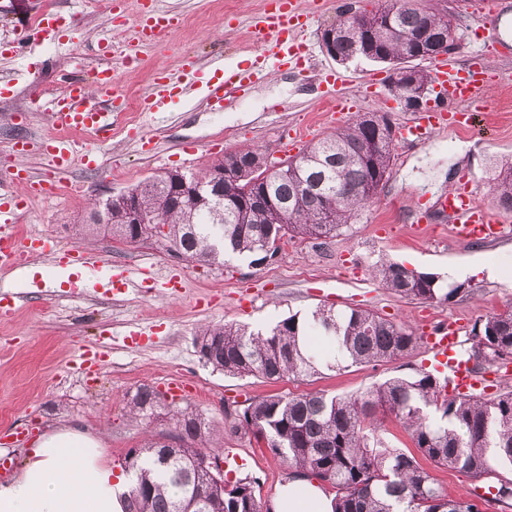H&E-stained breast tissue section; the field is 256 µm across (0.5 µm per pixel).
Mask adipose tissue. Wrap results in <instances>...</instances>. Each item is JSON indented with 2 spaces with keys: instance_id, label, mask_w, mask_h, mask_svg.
I'll return each mask as SVG.
<instances>
[{
  "instance_id": "1",
  "label": "adipose tissue",
  "mask_w": 512,
  "mask_h": 512,
  "mask_svg": "<svg viewBox=\"0 0 512 512\" xmlns=\"http://www.w3.org/2000/svg\"><path fill=\"white\" fill-rule=\"evenodd\" d=\"M132 474L116 470L100 441L74 428L44 433L22 468L0 483V512H125ZM332 498L317 485L288 482L274 512H331Z\"/></svg>"
}]
</instances>
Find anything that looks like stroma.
I'll list each match as a JSON object with an SVG mask.
<instances>
[{
	"mask_svg": "<svg viewBox=\"0 0 512 512\" xmlns=\"http://www.w3.org/2000/svg\"><path fill=\"white\" fill-rule=\"evenodd\" d=\"M104 2L30 0L32 10L51 6L74 17L77 35L62 44L30 41L22 55L0 61V76L13 81L11 93L0 98V177L22 163L61 188L53 199L26 200L15 232L21 238L45 234L63 248L84 247L93 257L80 272L85 282L81 288L51 279L54 259L44 255L31 256L22 273L4 278L13 285L25 282L26 288L15 311L0 318V481L12 476L29 448L53 428L99 435L107 459L116 465L124 463L131 449L141 447L146 435L169 440L175 433L172 423L162 416L134 420L125 398L144 384L165 390L167 380L177 376L191 387L182 406L223 427L225 447L242 459L241 464L225 466L228 479L257 478L261 499L273 501L288 469L248 430L226 428V404L289 393L352 395L387 378L413 374L424 366L429 347L419 344L396 362L325 369L307 378H229L201 358L195 342L198 329L225 321L257 329L319 306L360 307L405 323L424 337L435 326L455 322L463 349H470L475 324L512 304V278L471 275L469 295L431 304L391 293L372 277L371 269L390 260L442 277L447 268L465 262L512 264V234L492 242H468L456 239L451 224L438 213L428 212L423 222L418 219L420 200L435 201L464 185L479 201H491V164L512 161V84L492 83L485 107L472 114L468 130L446 127L422 144L395 140L387 182L357 219L325 244L289 241L273 261L261 266L235 258L223 265L191 262L170 255L152 238L127 245L102 233L83 245L75 231L92 199L129 189L161 171L206 168L243 146L278 155L281 137L295 130H307L308 140H317L352 118L348 112L331 113L336 98L353 101L361 113H387L399 129L413 117L389 91L392 65L360 58L339 64L325 55L320 37L341 14L336 0H300L301 7L315 12L303 37L308 73L288 67L273 70L243 89L227 90L218 106L177 96L163 111H143L141 103L155 74L178 73L184 55L195 56L202 82L211 77L216 62L250 64L248 23L263 3L162 0L163 8L179 14L182 24L157 45L142 49L138 59L115 63L123 115L111 141L100 146L89 134L76 135L83 146L99 149L103 168L92 171L77 164L54 171L39 146L55 131L46 102L57 91V69L98 64L92 47L103 39L123 43L137 17V0H127L125 12L112 15L106 14ZM468 2H418L424 10L455 18L462 45L449 61L460 67L489 45L512 44V0H485L493 8L485 24ZM327 72L336 74V84L324 80ZM141 136L150 139L154 154L142 152L137 142ZM19 141L29 142L28 156L14 154ZM106 274L127 280V288L115 295L90 289V282ZM172 278L181 282L180 292L168 288ZM87 346L103 353V364L94 374L79 366L78 356ZM421 465L453 497L469 498L476 489L512 478V470L500 467L474 479L426 459Z\"/></svg>",
	"mask_w": 512,
	"mask_h": 512,
	"instance_id": "1",
	"label": "stroma"
}]
</instances>
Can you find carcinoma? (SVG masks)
<instances>
[{
  "mask_svg": "<svg viewBox=\"0 0 512 512\" xmlns=\"http://www.w3.org/2000/svg\"><path fill=\"white\" fill-rule=\"evenodd\" d=\"M454 19L420 11L411 0H383L374 12L343 13L336 20V52L343 60L370 48L376 61L395 67L394 82L412 91L430 83L422 69L403 71L405 61L428 50L431 39ZM393 145L384 130L366 125L357 115L348 125L308 144L286 158L288 174L258 175L238 184L224 199V217L209 208L193 212V223L169 210L171 176L154 177L157 184L142 194L141 205L168 226L170 248L195 261L218 263L224 255H243L262 264L270 255L263 241L277 238H333L378 193L389 178ZM264 161V153L243 148L224 155L201 178L224 168L249 175ZM493 198L512 208V162L493 178ZM318 186L289 206L300 183ZM151 224H128L112 213V236L141 240L152 235ZM379 283L407 299L447 302L470 292L455 283L439 285V276L419 275L405 266L381 261L373 268ZM473 346L487 347L477 369L512 358V305L487 316L473 327ZM421 337L407 325L368 309L318 308L305 316L292 314L266 330H248L237 323L208 325L196 338L201 358L229 377L266 379L312 377L320 370L353 365H379L401 360ZM450 380L439 381L424 369L395 376L350 396L320 393L272 395L225 410V420L248 429L267 444L293 478L307 477L336 489L333 512H482L484 499L451 498L436 485L415 456L392 448L378 433L376 413L391 415L410 432L417 451L437 467L464 471L479 478L494 462L512 466V390L487 398L447 391ZM163 403L153 387L142 385L127 396L129 413L142 420L158 415ZM174 422L175 444L147 440L125 458L135 476L129 492V512H254L255 481L249 477L219 483L206 462L220 458L223 448L215 426L194 411L166 405ZM493 500L512 506V480L494 487Z\"/></svg>",
  "mask_w": 512,
  "mask_h": 512,
  "instance_id": "1",
  "label": "carcinoma"
}]
</instances>
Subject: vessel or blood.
Masks as SVG:
<instances>
[{"label":"vessel or blood","instance_id":"vessel-or-blood-1","mask_svg":"<svg viewBox=\"0 0 512 512\" xmlns=\"http://www.w3.org/2000/svg\"><path fill=\"white\" fill-rule=\"evenodd\" d=\"M310 15L301 13L296 0H269L261 15L254 20L256 47L250 67L234 70L229 77H220L208 86V98L221 103L226 86L245 87L267 65L292 64L302 67L304 45L296 39L297 32L307 30ZM37 38L58 40L71 24L55 12H44L33 20ZM180 20L169 12L151 9L142 13L135 31L137 43L150 45L167 31L176 29ZM193 63H185L178 76L157 78L152 94L143 104L144 111H158L168 98L192 90ZM489 66L483 59H476L461 68L439 59L433 64L434 94L429 106L423 109L407 129V139L413 143L425 141L431 133L449 125L467 127L472 112L482 107L485 100ZM115 74L112 66H97L83 75H62L61 89L50 101L56 126L69 131H88L98 141H107L112 134V120L120 112L113 106ZM51 167L66 169L81 164L89 169L101 166L98 155L80 152L75 142L55 139L44 148ZM12 185L22 187L30 195L47 199L55 197L59 188L34 179L27 170L13 169L9 176ZM436 211L454 224L458 238L468 241H489L501 236V219L494 216L490 206L478 201L474 192L459 189L438 198ZM19 219L15 195L0 192V270L16 271L23 265V249L14 234L6 232V225ZM429 350L432 364L437 371L446 373L457 393L472 395L480 391L483 378L461 355L460 329L457 324L431 332Z\"/></svg>","mask_w":512,"mask_h":512}]
</instances>
